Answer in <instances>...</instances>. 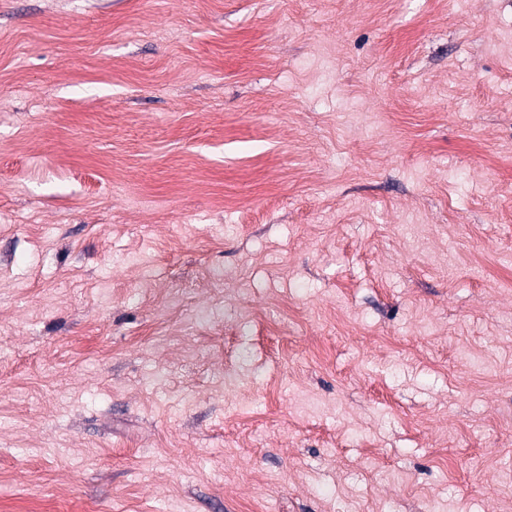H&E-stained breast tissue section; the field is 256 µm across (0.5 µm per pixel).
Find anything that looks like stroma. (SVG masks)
I'll return each instance as SVG.
<instances>
[{
  "label": "stroma",
  "instance_id": "1",
  "mask_svg": "<svg viewBox=\"0 0 512 512\" xmlns=\"http://www.w3.org/2000/svg\"><path fill=\"white\" fill-rule=\"evenodd\" d=\"M0 512H512V0H0Z\"/></svg>",
  "mask_w": 512,
  "mask_h": 512
}]
</instances>
